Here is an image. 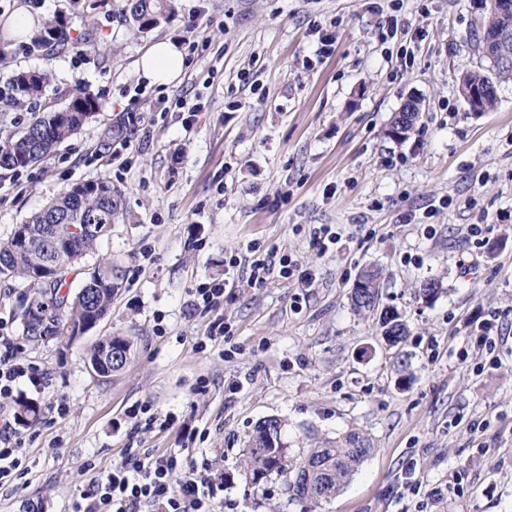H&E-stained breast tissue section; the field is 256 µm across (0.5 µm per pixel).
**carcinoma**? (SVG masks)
Masks as SVG:
<instances>
[{
	"label": "carcinoma",
	"mask_w": 512,
	"mask_h": 512,
	"mask_svg": "<svg viewBox=\"0 0 512 512\" xmlns=\"http://www.w3.org/2000/svg\"><path fill=\"white\" fill-rule=\"evenodd\" d=\"M172 8L173 0H123L121 13L139 29L149 30L165 21ZM480 29L484 47L490 35L507 30V53L484 56L488 65L467 75V80L483 88L486 111L495 104L496 83L512 79V22L486 13ZM29 37L36 47L52 43L64 49L71 43L61 14L46 20ZM50 81L46 70L16 72L10 78L11 93L5 98L14 104L37 99ZM407 108L394 116L388 134L401 125L407 132L413 130L419 109L414 102ZM100 110L99 99L77 86L68 91L64 108L39 112L18 131L0 130V168L16 171L39 163L56 145L79 133ZM122 214L123 196L112 181L76 183L18 225L14 236L0 244V276L20 277L35 289L22 315L23 332L35 337L69 336L71 327L85 322L92 311L104 315L110 311V261L85 279L75 293L62 289L68 287V276L77 273L78 260L93 251L101 239L97 232L110 229ZM379 297L377 273L362 271L350 295L352 307L371 312L377 308ZM381 323L388 343H398L406 336V324L398 313L384 311ZM370 452L365 440L349 434L294 457L284 440V422L274 417L255 426L247 441L244 463L255 481L272 475L282 477L289 499L305 508L335 497Z\"/></svg>",
	"instance_id": "cac0c4a2"
}]
</instances>
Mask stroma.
I'll return each instance as SVG.
<instances>
[{
	"mask_svg": "<svg viewBox=\"0 0 512 512\" xmlns=\"http://www.w3.org/2000/svg\"><path fill=\"white\" fill-rule=\"evenodd\" d=\"M120 6L0 0V88L18 71L52 74L33 103L1 100L0 124L18 129L78 85L102 104L43 161L0 169V242L73 183L109 179L124 202L81 262L83 278L114 267L112 309L84 336H24L29 285L0 277L18 358L48 372L0 402L10 415L21 400L40 409L15 430L28 474L0 484V512H72L131 442L208 460L224 488L217 512H300L282 477L257 483L244 469L249 435L271 416L295 456L354 432L371 449L311 512H512V80L484 112L459 92L481 64V0H174L145 32ZM21 10L64 15L70 50L32 48L13 24ZM189 31L198 48L179 81L147 85L146 47ZM161 96L201 109L159 112ZM411 99L414 129L388 137ZM321 224L340 234L322 253L310 238ZM251 243L313 269L315 283L274 274L248 286L228 261ZM369 268L379 308L360 314L350 292ZM224 279L230 334L199 348L214 315L192 310V290ZM428 279L444 288L431 301L419 295ZM385 309L407 326L395 345ZM483 320L491 351L477 343ZM109 335L132 341L131 359L102 376L88 353ZM135 404L174 421L146 426L128 417Z\"/></svg>",
	"mask_w": 512,
	"mask_h": 512,
	"instance_id": "1",
	"label": "stroma"
}]
</instances>
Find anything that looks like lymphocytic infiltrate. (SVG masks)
<instances>
[{
  "label": "lymphocytic infiltrate",
  "instance_id": "lymphocytic-infiltrate-1",
  "mask_svg": "<svg viewBox=\"0 0 512 512\" xmlns=\"http://www.w3.org/2000/svg\"><path fill=\"white\" fill-rule=\"evenodd\" d=\"M230 266H246L249 285H260L271 274L296 280L299 287H310V273L299 271L291 258L258 252L248 247L243 256L232 257ZM7 325L0 318V398L11 397L24 382L40 386L43 369L21 362L10 337L4 336ZM215 487L208 478L207 466L180 460L178 455H155L139 448H127L120 464L113 466L102 479L90 500L76 504L74 512H140L145 503L159 505L161 512H212Z\"/></svg>",
  "mask_w": 512,
  "mask_h": 512
}]
</instances>
